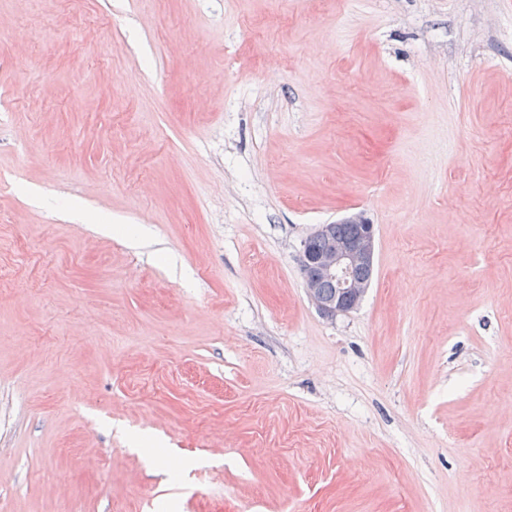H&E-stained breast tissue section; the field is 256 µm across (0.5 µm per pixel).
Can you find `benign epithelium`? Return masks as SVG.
<instances>
[{"instance_id":"1","label":"benign epithelium","mask_w":512,"mask_h":512,"mask_svg":"<svg viewBox=\"0 0 512 512\" xmlns=\"http://www.w3.org/2000/svg\"><path fill=\"white\" fill-rule=\"evenodd\" d=\"M342 223L355 225V233L337 240L333 237L334 225L322 224L309 238H325L329 246L312 253L304 244L300 254L306 294L318 313L326 319L358 310L370 287L369 282L355 276V271L373 265L374 225L362 215L348 217ZM323 280L336 282L335 296L325 299L319 293L318 284Z\"/></svg>"}]
</instances>
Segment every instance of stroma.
Wrapping results in <instances>:
<instances>
[{"label":"stroma","instance_id":"35a3bbf8","mask_svg":"<svg viewBox=\"0 0 512 512\" xmlns=\"http://www.w3.org/2000/svg\"><path fill=\"white\" fill-rule=\"evenodd\" d=\"M200 502L512 512L505 0H0V512ZM336 223L344 224H335V227L334 224H321L309 235L303 242L299 259L306 294L318 313L326 319L358 310L370 287L368 281L361 279L369 278L371 282L374 274V269H359L373 266V224H370L362 214ZM354 224L355 233L347 237L353 232ZM333 230L334 237L342 239L335 240ZM312 238H319L309 243V248L318 253H312L308 249V240ZM320 238L330 241L329 246L327 247V242ZM356 270L357 277L361 279L355 276ZM319 291L326 297H331L335 291L336 293L334 297L325 299Z\"/></svg>","mask_w":512,"mask_h":512}]
</instances>
